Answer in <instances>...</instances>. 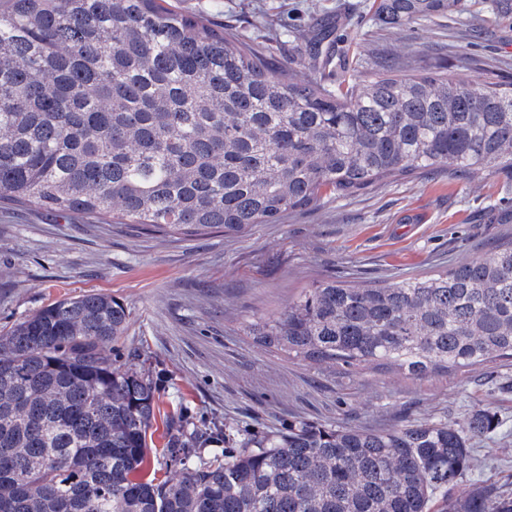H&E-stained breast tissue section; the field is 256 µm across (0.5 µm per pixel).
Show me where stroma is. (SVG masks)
Instances as JSON below:
<instances>
[{
    "label": "stroma",
    "mask_w": 512,
    "mask_h": 512,
    "mask_svg": "<svg viewBox=\"0 0 512 512\" xmlns=\"http://www.w3.org/2000/svg\"><path fill=\"white\" fill-rule=\"evenodd\" d=\"M181 11L242 31L269 29L265 60L280 67L323 24L341 38L339 83L368 82L386 64L417 73L448 71L481 85L512 81V18L493 0H464L444 19L378 29L370 0H172ZM512 179L442 165L384 179L316 209L286 213L230 237L159 234L138 224H104L34 204L0 202V331L40 307L89 291L129 311L118 362L138 355L162 395V408L186 406L200 428L222 439L207 454L233 451L244 435L308 421L384 430L406 420H460L492 406L499 428L474 445L476 487L512 489V361L483 371L411 381L388 371L342 375L271 353L245 335L250 321L282 314L302 291L328 280L388 284L488 256L512 240Z\"/></svg>",
    "instance_id": "obj_1"
}]
</instances>
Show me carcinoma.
I'll list each match as a JSON object with an SVG mask.
<instances>
[{
    "label": "carcinoma",
    "mask_w": 512,
    "mask_h": 512,
    "mask_svg": "<svg viewBox=\"0 0 512 512\" xmlns=\"http://www.w3.org/2000/svg\"><path fill=\"white\" fill-rule=\"evenodd\" d=\"M459 4L372 0L371 20ZM326 39L306 45L318 69ZM303 66L273 70L256 37L168 0H0V201L239 235L441 163L512 173V83L386 70L335 88ZM127 323L123 303L86 292L0 333V512H512V489L463 486L472 442L499 426L487 406L388 431L299 421L207 460L186 409L160 413L149 372L112 359ZM246 335L345 373L490 369L512 359V241L422 277L321 283ZM153 435H152V448H156L155 451V458H154V466L152 471V477L153 473L154 476L157 478V481H164L168 476H170V465L165 456L163 455L162 448L165 444V437H164V427L162 425L161 420L158 418L156 424L154 425L153 429Z\"/></svg>",
    "instance_id": "carcinoma-1"
}]
</instances>
